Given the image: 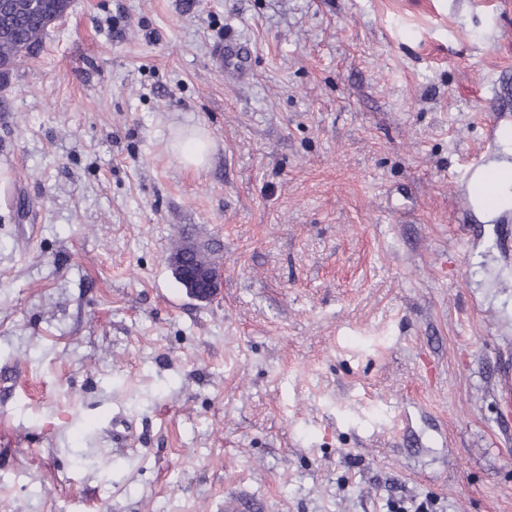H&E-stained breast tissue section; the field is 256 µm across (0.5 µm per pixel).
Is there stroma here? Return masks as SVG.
<instances>
[{
	"label": "stroma",
	"mask_w": 512,
	"mask_h": 512,
	"mask_svg": "<svg viewBox=\"0 0 512 512\" xmlns=\"http://www.w3.org/2000/svg\"><path fill=\"white\" fill-rule=\"evenodd\" d=\"M507 89L512 0H74L0 89V512H512ZM249 62L248 50L236 40L224 42V70L244 76ZM205 130L202 128H194L192 136L188 139L193 143V148L186 149L179 141L174 143V154H176L181 163L188 168L194 169L200 173L206 169L209 159V141L203 137ZM169 266L183 281L187 293L208 301L218 294L221 271L206 255L193 245H186L169 257Z\"/></svg>",
	"instance_id": "35a3bbf8"
}]
</instances>
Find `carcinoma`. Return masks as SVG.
<instances>
[{"label":"carcinoma","mask_w":512,"mask_h":512,"mask_svg":"<svg viewBox=\"0 0 512 512\" xmlns=\"http://www.w3.org/2000/svg\"><path fill=\"white\" fill-rule=\"evenodd\" d=\"M19 9L14 14L10 31L0 26V86L16 67L24 62L42 40L48 27L73 0H36L34 9L27 8L31 0H15Z\"/></svg>","instance_id":"carcinoma-1"}]
</instances>
